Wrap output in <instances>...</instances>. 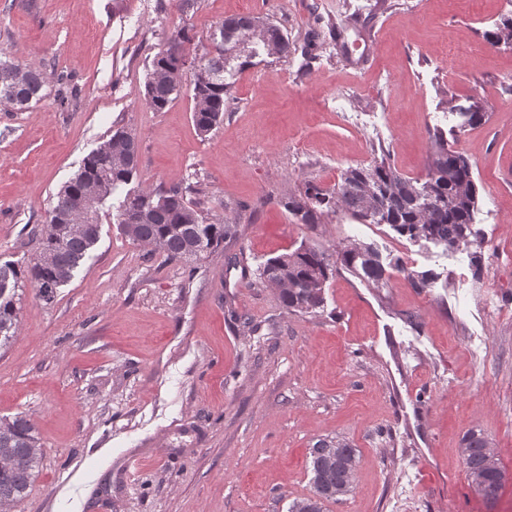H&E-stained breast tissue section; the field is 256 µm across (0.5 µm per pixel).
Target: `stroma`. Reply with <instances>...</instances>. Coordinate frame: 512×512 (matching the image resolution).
I'll return each mask as SVG.
<instances>
[{
	"label": "stroma",
	"instance_id": "35a3bbf8",
	"mask_svg": "<svg viewBox=\"0 0 512 512\" xmlns=\"http://www.w3.org/2000/svg\"><path fill=\"white\" fill-rule=\"evenodd\" d=\"M351 1L346 38L365 65L328 32L344 0H0V51L46 78L37 104L0 106V263L35 255L55 194L118 129L138 141L141 188L180 185L238 226L208 259L175 262L105 214L52 303L25 289L0 347V418L26 414L43 460L12 512H288L310 493V448L337 437L359 452L354 491L324 512H474L460 458L472 429L507 471L492 512H512V42L486 40L512 0ZM248 13L293 50L237 76L218 127L196 129L188 73L164 111L148 106L174 30L189 29L191 60L218 21ZM473 102L484 119L456 132L451 104ZM436 127L473 163L481 276L389 225L339 212L310 228L284 208L384 150L425 179ZM354 241L440 279L419 292L397 272L377 288L343 270L317 315L258 281L300 245Z\"/></svg>",
	"mask_w": 512,
	"mask_h": 512
}]
</instances>
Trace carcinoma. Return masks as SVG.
Instances as JSON below:
<instances>
[{"label": "carcinoma", "mask_w": 512, "mask_h": 512, "mask_svg": "<svg viewBox=\"0 0 512 512\" xmlns=\"http://www.w3.org/2000/svg\"><path fill=\"white\" fill-rule=\"evenodd\" d=\"M210 40V49L198 59L207 82L194 88L193 95V120L202 134L213 130L224 115V97L230 91L226 76L244 71L253 59L269 56L273 49L279 58L288 57L291 49L288 36L270 19L250 14L220 21ZM190 41L187 30L172 32L153 61L146 101L156 112L164 110L178 91L176 64L185 62L184 45ZM44 87V77L37 67L0 59V105L22 109L42 100ZM459 114L463 128L484 118L476 104L459 109ZM430 140L431 161L423 181L400 175L382 156L367 167L348 168L331 190L306 185L303 191L288 196L284 207L310 228L338 210L360 223L387 224L411 241L432 243L446 253H466L473 275L478 277L483 266V239L475 228L478 191L473 165L463 153L448 149L442 131L434 130ZM138 166L136 138L128 131H115L57 192L45 224L37 232L35 257L24 265H0L1 346L9 343L19 326L18 290L29 285L39 299L52 302L57 288L70 281L96 243L100 225L78 227L69 207L70 201L88 190L99 194V206L112 210V220L127 237L162 249L172 261L205 259L236 237L238 225L208 218L178 185L159 193L137 186L116 195L118 189L132 183ZM133 211L137 213L136 222L125 223L123 217ZM339 265L378 288L388 283V271L379 251L365 243L345 246L334 261L326 252L302 245L267 260L259 268L258 278L280 290L288 310L315 313L324 307V288ZM398 271L418 291L433 287L438 279L431 270L400 267ZM327 447L336 449L339 459L333 468L321 466L320 449ZM460 457L475 494H480V485L502 490L506 472L484 432L470 430L463 435ZM42 458L36 427L25 414L0 419V504L12 508L26 496ZM357 463V450L343 440L315 443L309 449L312 495L294 501L289 512H323L325 503L351 494Z\"/></svg>", "instance_id": "obj_1"}]
</instances>
